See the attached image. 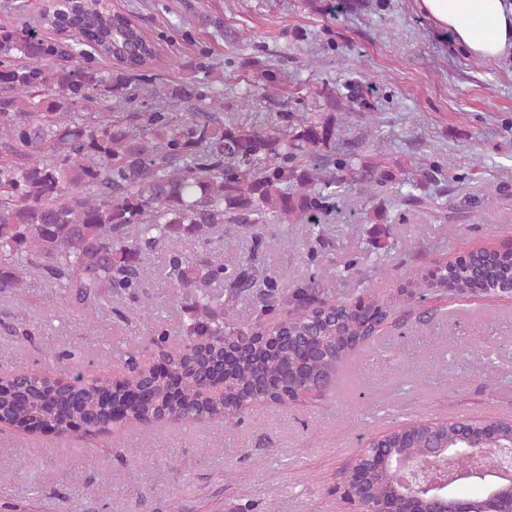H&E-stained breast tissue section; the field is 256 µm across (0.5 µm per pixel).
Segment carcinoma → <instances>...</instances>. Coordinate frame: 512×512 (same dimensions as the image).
Returning a JSON list of instances; mask_svg holds the SVG:
<instances>
[{
  "label": "carcinoma",
  "instance_id": "1",
  "mask_svg": "<svg viewBox=\"0 0 512 512\" xmlns=\"http://www.w3.org/2000/svg\"><path fill=\"white\" fill-rule=\"evenodd\" d=\"M60 23L74 43L46 40L26 24L0 27V295L22 293L36 269L91 310L111 304L114 294L138 301L150 277L143 255L159 247L186 237L207 245L224 224H318L351 185L374 196L401 171L379 153L336 157V113L368 106L369 91L360 86L347 96L323 87L318 97L326 115L318 119L299 116L270 129L226 124L224 101L212 88L221 77L204 66L175 82L160 80L157 40L131 15L84 0L62 22L48 14L39 20L47 29ZM76 54L87 64H70ZM97 57L113 58L120 68H97ZM136 101L134 111H125ZM365 223L381 239L387 210L374 206ZM167 278L182 290L188 320L179 336L156 330L149 343L168 348L183 380L143 378L139 348L127 351L129 383L145 379L148 389L127 404L123 425L142 431L169 422L236 421L252 402L230 410L224 399L246 394L259 378L265 401L280 405L304 398L313 382L324 390L392 319L383 305L338 304L318 288L279 298L271 283L255 326L242 328L234 305L255 287L248 269L226 276L219 254L174 252ZM408 287L421 300L506 297L512 243L483 244L467 265L439 262L427 274L414 272ZM284 303L292 305L284 321H263ZM313 330L315 357L303 341ZM224 360L226 390L214 395L207 366ZM108 386L80 372L65 380L17 374L0 385V422L20 433L47 425L63 441L80 426L108 432ZM431 431L450 448L485 446L483 423L472 419L403 424L384 443L373 438L369 445L411 458L421 454L419 435ZM456 460L461 475L452 486L477 487L470 499L484 507L493 488L469 476L471 457ZM374 501L379 510L404 509L387 476L378 480Z\"/></svg>",
  "mask_w": 512,
  "mask_h": 512
}]
</instances>
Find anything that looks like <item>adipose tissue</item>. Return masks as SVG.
Listing matches in <instances>:
<instances>
[{
    "instance_id": "obj_1",
    "label": "adipose tissue",
    "mask_w": 512,
    "mask_h": 512,
    "mask_svg": "<svg viewBox=\"0 0 512 512\" xmlns=\"http://www.w3.org/2000/svg\"><path fill=\"white\" fill-rule=\"evenodd\" d=\"M437 27L474 57L512 52V0H417Z\"/></svg>"
}]
</instances>
